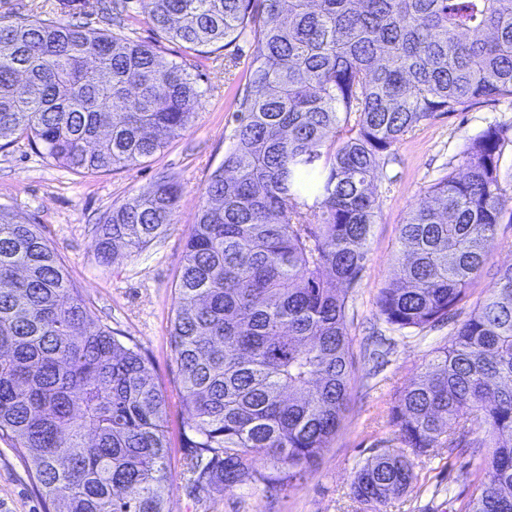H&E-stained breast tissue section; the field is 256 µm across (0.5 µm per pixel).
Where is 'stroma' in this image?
<instances>
[{"mask_svg":"<svg viewBox=\"0 0 512 512\" xmlns=\"http://www.w3.org/2000/svg\"><path fill=\"white\" fill-rule=\"evenodd\" d=\"M112 0H0V15L50 19L108 28ZM150 0H128V36L156 47L162 59L184 66L203 91L191 126L160 152L130 167L77 175L25 142L0 150V204L18 220L40 225L57 247L71 280L90 309L114 332L145 353L156 382L169 397L171 468L169 512H369L352 495L356 470L382 451L394 429L389 408L455 323L490 292L498 273L512 265V218L497 227V245L451 322L414 332L391 330L378 314L379 291L393 275L399 233L409 210L437 179L458 167L466 138L495 124H512V101L480 102L465 111L436 116L405 135L379 175L381 217L371 228L368 261L349 294L347 324L353 372L349 400L336 435L316 465L286 487L250 483L231 491L197 487L187 472L183 446L186 415L179 405V377L171 346L174 285L200 191L233 143L237 101L248 87L250 39L239 37L228 52L198 55L165 38L150 21ZM174 177L181 194L174 222L148 246L119 249L110 263L95 250L100 220L127 199ZM480 459L464 462L437 448L418 460L417 479L393 496L384 512H460L480 492ZM30 467L0 439V512H48L32 485Z\"/></svg>","mask_w":512,"mask_h":512,"instance_id":"obj_1","label":"stroma"}]
</instances>
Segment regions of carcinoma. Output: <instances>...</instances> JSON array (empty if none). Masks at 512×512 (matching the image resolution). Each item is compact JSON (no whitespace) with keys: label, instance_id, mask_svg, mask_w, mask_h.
<instances>
[{"label":"carcinoma","instance_id":"carcinoma-1","mask_svg":"<svg viewBox=\"0 0 512 512\" xmlns=\"http://www.w3.org/2000/svg\"><path fill=\"white\" fill-rule=\"evenodd\" d=\"M195 52L250 33L249 90L185 241L171 345L187 469L206 489L283 487L336 434L353 353L346 310L380 212L378 173L438 114L512 99V0H151ZM117 30L0 17V142L76 173L128 167L181 135L202 94ZM506 129L468 137L400 228L379 297L398 330L448 322L512 211ZM177 182L112 208L96 250L173 223ZM387 449L355 473L371 512L436 448L490 449L466 512H512V265L394 399ZM166 396L140 348L87 307L39 225L0 205V438L56 512H168ZM270 473L258 471V462Z\"/></svg>","mask_w":512,"mask_h":512}]
</instances>
